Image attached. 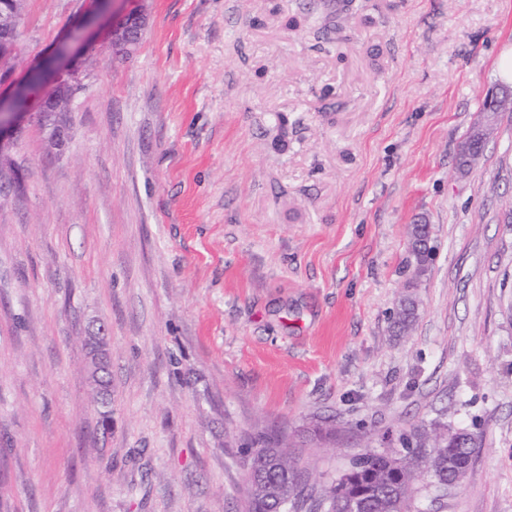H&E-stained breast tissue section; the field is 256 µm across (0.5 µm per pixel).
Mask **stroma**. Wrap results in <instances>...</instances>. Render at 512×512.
Here are the masks:
<instances>
[{
  "instance_id": "stroma-1",
  "label": "stroma",
  "mask_w": 512,
  "mask_h": 512,
  "mask_svg": "<svg viewBox=\"0 0 512 512\" xmlns=\"http://www.w3.org/2000/svg\"><path fill=\"white\" fill-rule=\"evenodd\" d=\"M320 2L110 0L63 146L29 95L0 144V512H243L261 433L321 489L433 421L479 441L420 512H512V112L457 167L512 0H355L325 39ZM91 10L22 0L14 80ZM144 25L145 18L137 11H129L120 22L113 23L110 33L113 50L132 53L139 43Z\"/></svg>"
}]
</instances>
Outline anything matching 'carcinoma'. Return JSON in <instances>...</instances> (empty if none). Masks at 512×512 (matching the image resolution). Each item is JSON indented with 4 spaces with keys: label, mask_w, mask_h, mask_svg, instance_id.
<instances>
[{
    "label": "carcinoma",
    "mask_w": 512,
    "mask_h": 512,
    "mask_svg": "<svg viewBox=\"0 0 512 512\" xmlns=\"http://www.w3.org/2000/svg\"><path fill=\"white\" fill-rule=\"evenodd\" d=\"M483 138L477 128L461 146L460 170H469L475 162L467 146L480 144ZM409 244L414 252L428 247L426 225H411ZM416 308L414 299L400 300L394 321L398 332L410 329ZM470 438L467 446L450 449L446 426L434 423L429 431L413 426L399 434L400 450L360 454L328 491L317 495L298 469L287 438L265 433L250 450L247 512H303L306 506L308 512H420L415 505L418 494H444L451 482L462 483L466 473L459 467L471 464L476 449L475 435Z\"/></svg>",
    "instance_id": "carcinoma-1"
}]
</instances>
